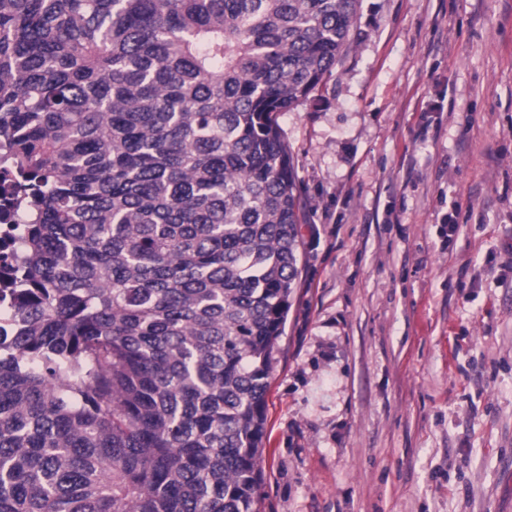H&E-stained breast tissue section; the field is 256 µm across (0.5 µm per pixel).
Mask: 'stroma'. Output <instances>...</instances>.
Wrapping results in <instances>:
<instances>
[{"label":"stroma","instance_id":"35a3bbf8","mask_svg":"<svg viewBox=\"0 0 512 512\" xmlns=\"http://www.w3.org/2000/svg\"><path fill=\"white\" fill-rule=\"evenodd\" d=\"M277 121L306 210L260 512H512V0H361Z\"/></svg>","mask_w":512,"mask_h":512}]
</instances>
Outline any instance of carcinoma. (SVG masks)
<instances>
[{
	"label": "carcinoma",
	"mask_w": 512,
	"mask_h": 512,
	"mask_svg": "<svg viewBox=\"0 0 512 512\" xmlns=\"http://www.w3.org/2000/svg\"><path fill=\"white\" fill-rule=\"evenodd\" d=\"M360 0H0V512H259L298 278L277 115ZM14 207H8L4 204L2 209L1 237L3 239V247L1 250V263L10 264L14 261L16 246L19 243V236L15 231V227L8 223L14 221Z\"/></svg>",
	"instance_id": "cac0c4a2"
}]
</instances>
